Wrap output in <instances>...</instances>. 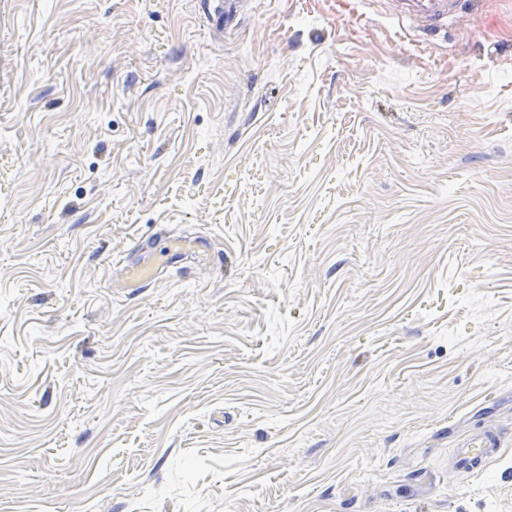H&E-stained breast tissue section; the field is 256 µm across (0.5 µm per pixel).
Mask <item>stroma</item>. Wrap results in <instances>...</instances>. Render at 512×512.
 <instances>
[{
	"label": "stroma",
	"mask_w": 512,
	"mask_h": 512,
	"mask_svg": "<svg viewBox=\"0 0 512 512\" xmlns=\"http://www.w3.org/2000/svg\"><path fill=\"white\" fill-rule=\"evenodd\" d=\"M0 512H512V0H0ZM412 4L414 11L432 20L431 25H437L443 18L448 17L447 0H406ZM166 248L160 257L147 256L142 262L130 266L127 271L128 279L136 285L147 286L159 274L161 261L170 254H195L193 243L190 240L166 237Z\"/></svg>",
	"instance_id": "35a3bbf8"
}]
</instances>
